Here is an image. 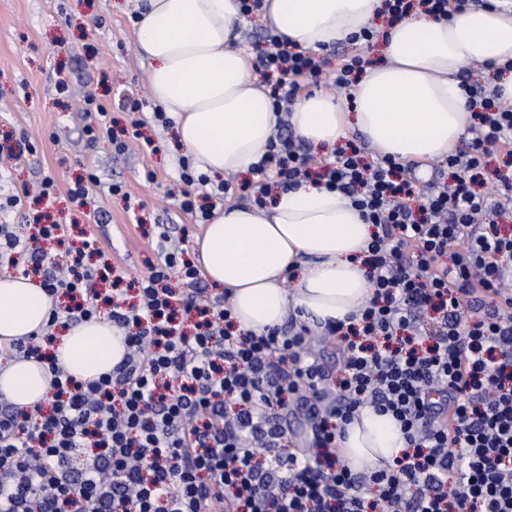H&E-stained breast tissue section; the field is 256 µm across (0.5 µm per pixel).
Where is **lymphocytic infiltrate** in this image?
I'll return each instance as SVG.
<instances>
[{"label":"lymphocytic infiltrate","mask_w":512,"mask_h":512,"mask_svg":"<svg viewBox=\"0 0 512 512\" xmlns=\"http://www.w3.org/2000/svg\"><path fill=\"white\" fill-rule=\"evenodd\" d=\"M475 2L383 0L382 14L392 26L417 8L445 19ZM370 64L266 29L255 69L277 131L254 180L223 187L261 208L272 186L314 178L374 226L361 255L372 296L354 322L323 329L343 357L335 380L307 348L309 326L238 329L229 294L206 296L167 232L159 263L129 281L89 265L97 241L73 243L69 225L0 226V268L38 276L54 302L49 331L0 345L52 375L49 401L0 394V512H512V269L498 262L512 257L499 229L512 178L488 167L493 149L512 159V112L467 84L473 122L443 159V182L351 140L330 159L303 153L284 134L289 105L312 86L350 90ZM493 179L496 201L482 191ZM47 242L67 266L48 261ZM467 302L477 320L463 318ZM101 316L125 330L127 353L82 383L52 357L53 329ZM291 405L311 421V448L283 441L277 419ZM365 405L393 415L407 448L355 473L338 429Z\"/></svg>","instance_id":"obj_1"}]
</instances>
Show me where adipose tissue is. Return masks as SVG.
I'll use <instances>...</instances> for the list:
<instances>
[{"instance_id":"ef3b65f1","label":"adipose tissue","mask_w":512,"mask_h":512,"mask_svg":"<svg viewBox=\"0 0 512 512\" xmlns=\"http://www.w3.org/2000/svg\"><path fill=\"white\" fill-rule=\"evenodd\" d=\"M267 3L278 34L319 50L371 27L382 0ZM243 22L237 0H141L138 6L151 95L174 118L178 146L212 177L249 173L277 123L268 88L236 42ZM382 56L351 87L349 102L319 93L299 98L290 116L295 133L331 149L355 130L382 154L440 160L455 150L470 120L462 68L471 62L503 68L512 60V0L441 20L413 13L389 29ZM496 85L498 106L512 110V70ZM371 234L342 195L305 182L265 208L220 212L196 245L208 280L231 292L240 328L261 333L281 326L291 311L322 324L357 314L371 294L359 261ZM289 277L295 280L290 290ZM50 310L40 283L1 277L0 343L39 332ZM125 352L123 331L105 319L72 327L54 348L59 366L80 381L112 371ZM0 392L22 407L44 401L50 374L34 359L9 361L0 367ZM339 445L350 468L362 472L393 462L406 441L391 414L365 407L345 425Z\"/></svg>"}]
</instances>
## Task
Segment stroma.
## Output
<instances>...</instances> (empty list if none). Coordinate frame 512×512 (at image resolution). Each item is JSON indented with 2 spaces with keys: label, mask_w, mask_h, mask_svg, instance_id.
Listing matches in <instances>:
<instances>
[{
  "label": "stroma",
  "mask_w": 512,
  "mask_h": 512,
  "mask_svg": "<svg viewBox=\"0 0 512 512\" xmlns=\"http://www.w3.org/2000/svg\"><path fill=\"white\" fill-rule=\"evenodd\" d=\"M136 0H0V149L21 140L35 145L20 163L0 173V202L21 185H37L51 177V198L25 215L0 211L1 224L23 217L49 215L62 224L77 223L97 237L112 265L126 278L147 275L157 263V235L168 225L173 240L193 247L204 231L197 213L180 209L169 188L182 172L181 158L172 156V125L158 116L150 96L148 64L136 38ZM69 84V97H59L55 84ZM101 96L108 120L126 125L124 98L139 100L136 117L143 123V141H131L116 152L107 136L87 141L81 107L89 94ZM99 178L93 200L78 206L68 192L84 169ZM121 185V194L111 192Z\"/></svg>",
  "instance_id": "stroma-1"
}]
</instances>
